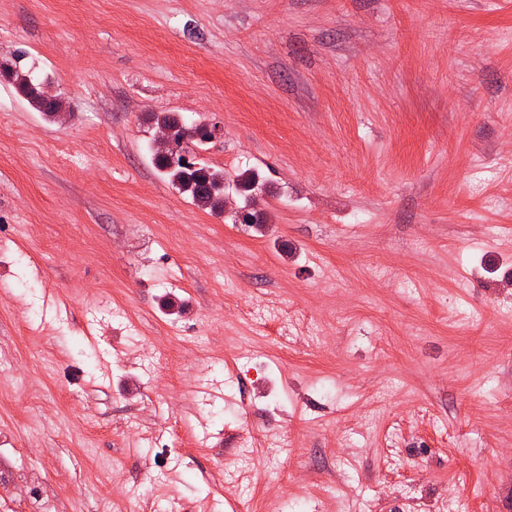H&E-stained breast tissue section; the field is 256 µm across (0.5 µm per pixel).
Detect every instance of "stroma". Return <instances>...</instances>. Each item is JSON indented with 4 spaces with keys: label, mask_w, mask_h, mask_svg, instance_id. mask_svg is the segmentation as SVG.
I'll return each instance as SVG.
<instances>
[{
    "label": "stroma",
    "mask_w": 512,
    "mask_h": 512,
    "mask_svg": "<svg viewBox=\"0 0 512 512\" xmlns=\"http://www.w3.org/2000/svg\"><path fill=\"white\" fill-rule=\"evenodd\" d=\"M18 53L0 512H512V0H0ZM22 57L23 55L15 56L14 63L10 59H1V75L8 76L16 82L31 108L37 112H43L49 119L54 118L60 111L62 104L47 100L56 101V95L52 92V86L47 85L50 84L49 75L35 74L33 66L29 68L21 67L20 61ZM44 85L46 86L43 89ZM155 118L160 129H177L179 141L185 140L183 150L191 154V158L179 157L172 164L166 158H160L157 149L156 159L164 179L180 193L187 195L198 207L209 209L214 214L224 212V172L200 166L193 150V147L198 148L208 142V125L201 121L178 120L165 113Z\"/></svg>",
    "instance_id": "stroma-1"
}]
</instances>
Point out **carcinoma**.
I'll return each instance as SVG.
<instances>
[{
	"label": "carcinoma",
	"mask_w": 512,
	"mask_h": 512,
	"mask_svg": "<svg viewBox=\"0 0 512 512\" xmlns=\"http://www.w3.org/2000/svg\"><path fill=\"white\" fill-rule=\"evenodd\" d=\"M22 56L14 60L0 61V73L13 79L34 110L52 119L60 111L61 103L50 102L44 97L43 86L50 83L49 75L35 74V68L20 66ZM159 128L174 129L178 139L184 142L183 150L188 158H178L172 164L161 157L158 159L164 179L180 193L187 195L192 202L212 213L224 211V171L198 165L194 148L208 142L209 128L200 121L176 119L168 114L156 116Z\"/></svg>",
	"instance_id": "obj_1"
}]
</instances>
